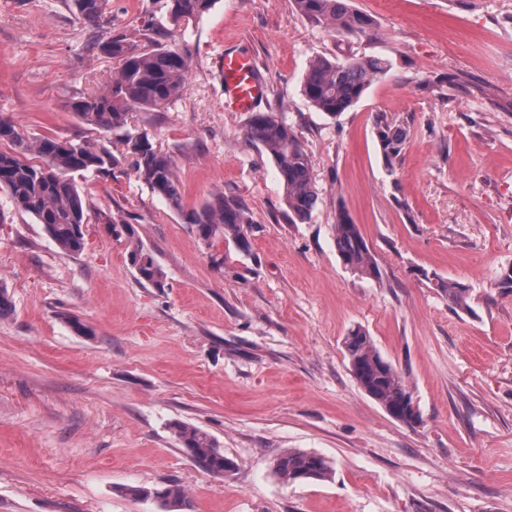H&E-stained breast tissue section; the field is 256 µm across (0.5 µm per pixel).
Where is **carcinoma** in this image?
Wrapping results in <instances>:
<instances>
[{
    "label": "carcinoma",
    "instance_id": "1",
    "mask_svg": "<svg viewBox=\"0 0 512 512\" xmlns=\"http://www.w3.org/2000/svg\"><path fill=\"white\" fill-rule=\"evenodd\" d=\"M166 20L173 26L188 27L208 13L214 0H158ZM297 12L311 24L338 36H358L373 28L372 19L353 8L351 0H294ZM73 13L89 29L100 27L105 11L100 0H71ZM140 46L125 34L93 44V48L118 62L115 77L88 93L73 98L69 111L99 134L121 137L125 152L117 156L100 142L94 146L82 139L54 135L32 138L9 120L0 119V189L8 194L19 211L33 217L64 251L78 253L85 245L84 224L87 206L75 175H112L131 157L133 174L152 193L181 208V189L174 157L156 149L145 131L128 130L131 111L162 112L184 91L189 73L188 51L177 44H164L162 28L149 23ZM392 62L383 57L339 60L316 56L302 79V93L318 111L331 118L355 105L369 86L385 77ZM375 134L382 154L393 167L408 139L406 128L379 116ZM245 139L264 150L274 163L284 185L285 201L294 216L304 222L317 196L311 180L309 159L291 127L273 112H254ZM183 217L195 227L200 240L211 242L222 236L239 248H249L244 226L250 223L242 202L222 192L192 208ZM335 240L345 268L380 278L379 266L367 242L349 213L341 209L336 217ZM129 260L140 281L160 287L163 271L153 255L136 244ZM435 287L448 295V302L469 309L468 288L454 281L433 277ZM350 370L360 388L377 401L394 419L412 426L420 421L418 407L405 378L376 348L372 337L361 327L351 329L344 339ZM181 445L212 473L232 472L234 462L224 456L218 442L205 431L187 424L175 429ZM272 471L288 484L324 480L333 471L329 461L314 452L289 448L272 458ZM126 492L138 498H152L162 512L186 509L184 489L171 481L161 488L129 486Z\"/></svg>",
    "mask_w": 512,
    "mask_h": 512
}]
</instances>
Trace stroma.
I'll list each match as a JSON object with an SVG mask.
<instances>
[{"instance_id": "35a3bbf8", "label": "stroma", "mask_w": 512, "mask_h": 512, "mask_svg": "<svg viewBox=\"0 0 512 512\" xmlns=\"http://www.w3.org/2000/svg\"><path fill=\"white\" fill-rule=\"evenodd\" d=\"M366 35L331 36L293 0H216L165 43L192 57L165 112L132 129L174 156L182 209L221 192L251 218L248 250L204 243L132 171L87 175L85 246L59 248L0 190V512H160L128 486L177 482L186 512H512V0H352ZM156 0H109L86 30L70 0H0V116L24 132L88 141L66 103L115 60L97 40L139 39ZM249 53L267 83L261 111L292 128L317 200L295 220L271 159L249 144V115L222 107L212 57ZM380 56L393 67L331 118L301 91L311 58ZM408 130L394 171L377 115ZM358 224L380 278L346 269L338 210ZM131 224L108 233L101 215ZM162 287L141 282L132 243ZM470 289L449 303L430 274ZM91 335L75 333L66 316ZM363 327L403 373L422 420L407 426L359 388L343 346ZM215 438L236 467L205 470L176 424ZM281 448L317 453L324 481L287 484ZM129 260L140 281L156 287L163 285V271L161 267L153 255L145 251L138 243H135L132 250L129 251Z\"/></svg>"}]
</instances>
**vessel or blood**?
<instances>
[{
    "instance_id": "obj_1",
    "label": "vessel or blood",
    "mask_w": 512,
    "mask_h": 512,
    "mask_svg": "<svg viewBox=\"0 0 512 512\" xmlns=\"http://www.w3.org/2000/svg\"><path fill=\"white\" fill-rule=\"evenodd\" d=\"M213 65L223 77L225 111L255 112L267 94L255 60L245 52L227 48L214 56Z\"/></svg>"
}]
</instances>
